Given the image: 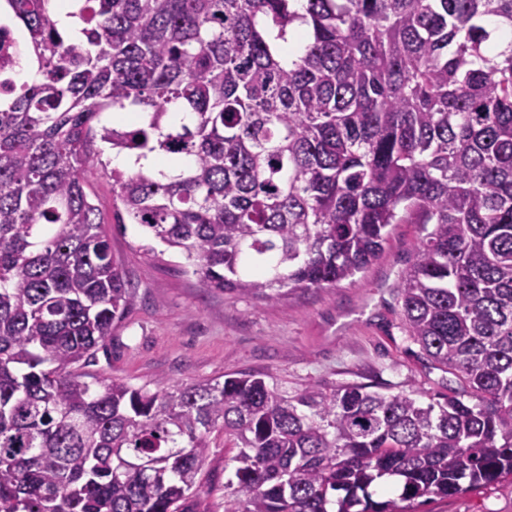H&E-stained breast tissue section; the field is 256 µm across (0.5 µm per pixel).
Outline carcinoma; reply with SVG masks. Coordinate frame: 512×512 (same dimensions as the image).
<instances>
[{"label": "carcinoma", "mask_w": 512, "mask_h": 512, "mask_svg": "<svg viewBox=\"0 0 512 512\" xmlns=\"http://www.w3.org/2000/svg\"><path fill=\"white\" fill-rule=\"evenodd\" d=\"M10 3L36 74L0 95V512H211L219 435L224 512H407L512 477V0H75L82 39ZM128 107L148 121L100 123ZM97 139L186 165L110 170ZM96 174L203 287L258 299L421 225L403 325L460 385L85 372L137 302ZM223 447V440H221L220 447L213 449V454L210 455L203 466V473L211 479L212 493L210 501L214 504L213 512H224V483L232 477L233 463L230 459L237 452V448Z\"/></svg>", "instance_id": "cac0c4a2"}]
</instances>
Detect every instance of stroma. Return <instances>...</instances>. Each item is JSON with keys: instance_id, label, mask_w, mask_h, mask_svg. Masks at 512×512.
<instances>
[{"instance_id": "35a3bbf8", "label": "stroma", "mask_w": 512, "mask_h": 512, "mask_svg": "<svg viewBox=\"0 0 512 512\" xmlns=\"http://www.w3.org/2000/svg\"><path fill=\"white\" fill-rule=\"evenodd\" d=\"M86 191L138 295L96 355L99 375L151 386L250 372L270 375L288 391L358 382L383 393L426 395L456 385L453 374L429 368L403 330L397 284L418 247V225H394L382 254L354 278L259 300L204 288L178 253L154 251V239L139 225L119 224L109 176L88 177ZM412 510L512 512V482L420 498Z\"/></svg>"}]
</instances>
